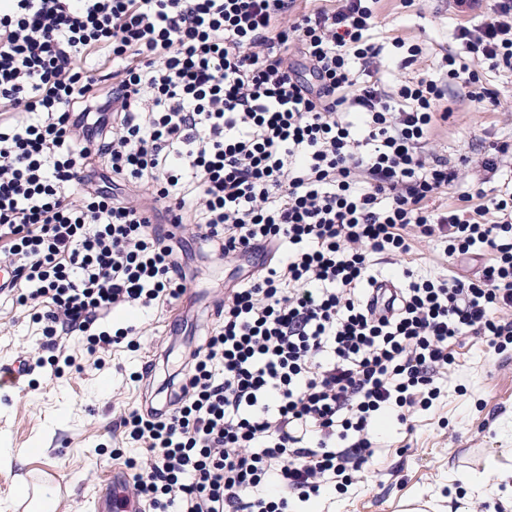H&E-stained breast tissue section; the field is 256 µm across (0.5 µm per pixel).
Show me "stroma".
Wrapping results in <instances>:
<instances>
[{"instance_id":"stroma-1","label":"stroma","mask_w":512,"mask_h":512,"mask_svg":"<svg viewBox=\"0 0 512 512\" xmlns=\"http://www.w3.org/2000/svg\"><path fill=\"white\" fill-rule=\"evenodd\" d=\"M379 21L376 37L398 36L421 45L426 60L419 69L424 72L429 62L453 49L451 34L462 18L452 0H418L408 10L400 0H382ZM485 84L498 96L497 110L475 111L462 91L449 92L451 112L447 121L436 123L431 140L450 162L512 139V77L490 74ZM186 252L193 280L182 303L115 317L119 323L152 324L153 334L142 338L138 351L114 346L97 367L83 336L76 335L70 342L75 363L62 375L47 366L21 386L0 387V454L11 458L0 465V512L19 510L15 474L41 479L47 465L55 470L56 512H70L75 505L87 512L109 471L123 467L132 455L117 426L121 408L159 409L166 397L158 393L154 378L132 382L129 373L140 370L147 357L159 356L163 337L183 319L192 326L180 343L197 345L214 319V295L231 283L230 269L208 259L197 239L189 240ZM41 341L39 324L11 300L0 299V366ZM377 434L371 478L344 494L325 492L316 501L317 512H470L469 469L487 454L512 448V353L497 355L468 340L433 407L418 413L408 427L386 420ZM116 448L121 457H113Z\"/></svg>"}]
</instances>
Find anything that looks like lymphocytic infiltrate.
<instances>
[{"label":"lymphocytic infiltrate","instance_id":"f902f5d3","mask_svg":"<svg viewBox=\"0 0 512 512\" xmlns=\"http://www.w3.org/2000/svg\"><path fill=\"white\" fill-rule=\"evenodd\" d=\"M297 2L0 0V260L44 336L27 369L72 366L76 332L138 349L142 327L101 322L181 299L183 230L262 257L169 409L120 414L143 512H303L365 473L379 412L431 407L464 340L512 346V142L457 165L430 144L450 86L496 109L480 81L512 75V0H453L459 52L396 84L423 49L373 40L379 0ZM429 242L482 266L384 287L377 261Z\"/></svg>","mask_w":512,"mask_h":512}]
</instances>
